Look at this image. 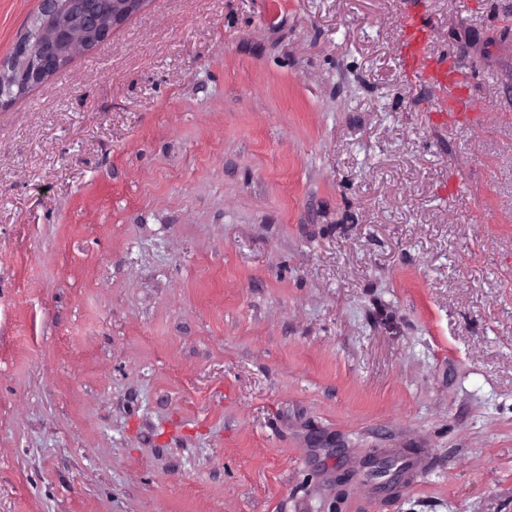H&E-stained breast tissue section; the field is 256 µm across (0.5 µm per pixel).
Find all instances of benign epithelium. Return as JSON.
Segmentation results:
<instances>
[{
	"label": "benign epithelium",
	"instance_id": "benign-epithelium-1",
	"mask_svg": "<svg viewBox=\"0 0 512 512\" xmlns=\"http://www.w3.org/2000/svg\"><path fill=\"white\" fill-rule=\"evenodd\" d=\"M146 0H41L40 27L17 43L0 63V99L25 94L64 67L76 54L99 48L113 31L139 13Z\"/></svg>",
	"mask_w": 512,
	"mask_h": 512
}]
</instances>
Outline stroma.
<instances>
[{
  "instance_id": "obj_1",
  "label": "stroma",
  "mask_w": 512,
  "mask_h": 512,
  "mask_svg": "<svg viewBox=\"0 0 512 512\" xmlns=\"http://www.w3.org/2000/svg\"><path fill=\"white\" fill-rule=\"evenodd\" d=\"M0 512H512V0H147L0 106ZM430 31L421 18L408 15L404 21L400 43V65L410 83L419 81L442 92L441 105L434 116L448 124L462 128L477 120L467 112L466 88L469 71L457 54L435 55L431 47Z\"/></svg>"
}]
</instances>
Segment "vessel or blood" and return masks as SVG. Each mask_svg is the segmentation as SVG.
I'll return each mask as SVG.
<instances>
[{
  "instance_id": "obj_1",
  "label": "vessel or blood",
  "mask_w": 512,
  "mask_h": 512,
  "mask_svg": "<svg viewBox=\"0 0 512 512\" xmlns=\"http://www.w3.org/2000/svg\"><path fill=\"white\" fill-rule=\"evenodd\" d=\"M430 44L427 23L417 16H407L400 43L402 69L409 81L423 82L441 91L442 101L435 116L442 123L461 128L475 122V115L467 110L469 76L465 66L456 54H434Z\"/></svg>"
}]
</instances>
